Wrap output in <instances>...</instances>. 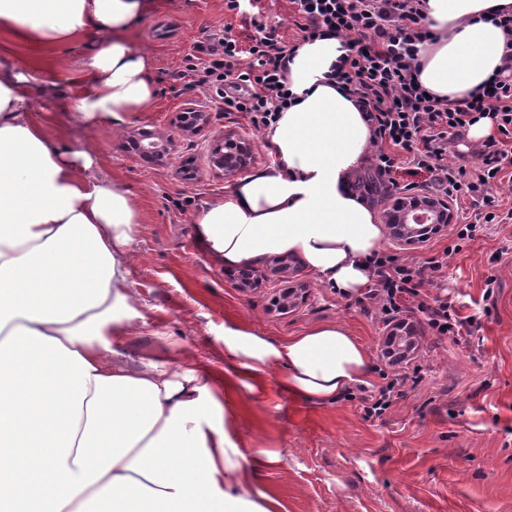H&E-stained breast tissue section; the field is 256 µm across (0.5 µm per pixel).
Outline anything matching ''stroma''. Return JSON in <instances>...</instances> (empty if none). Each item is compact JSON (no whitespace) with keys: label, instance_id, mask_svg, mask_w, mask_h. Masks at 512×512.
<instances>
[{"label":"stroma","instance_id":"35a3bbf8","mask_svg":"<svg viewBox=\"0 0 512 512\" xmlns=\"http://www.w3.org/2000/svg\"><path fill=\"white\" fill-rule=\"evenodd\" d=\"M227 25L239 38L248 37L241 18L225 16L224 0H151L129 40L152 57L157 96L121 126L101 122L88 129L72 119L65 85L31 100L39 121L62 131L64 143L90 147L102 173L121 182L139 205L131 272L149 328L122 340V352L133 360H168L220 374L228 365L226 324L276 341L314 325L344 324L373 361L364 390L335 402L300 401L278 370L262 385L238 386L231 409L240 446L280 456L279 463L258 465V490L277 499L282 512H512V257L491 260L501 247H512V223L479 231L461 247L448 230L415 249L386 239L385 251L420 261L452 249L441 286L458 297L461 314L474 316L480 326L456 343L415 324V349L400 366L382 356L389 330L370 301L319 285L299 258H289L288 271L276 274L262 261L258 269L268 279L241 292L231 269L199 241L193 223L196 212L234 182L211 167L209 146L215 136L231 132L252 141L251 170L273 158L246 117L224 114L220 101L186 88L178 77L185 57ZM85 56L82 43L74 41L27 50L7 62L47 79L63 67L79 79ZM189 101L211 114L210 125L193 137L173 126ZM138 128L173 137L163 162L125 151L127 136ZM190 157L197 174L185 180L179 169ZM489 279L494 294L488 299ZM286 288L305 289L306 297L283 312L273 301ZM388 376L400 380L391 408L365 418L366 391L383 386Z\"/></svg>","mask_w":512,"mask_h":512}]
</instances>
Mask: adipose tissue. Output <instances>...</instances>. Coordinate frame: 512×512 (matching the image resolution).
Segmentation results:
<instances>
[{"label": "adipose tissue", "instance_id": "obj_1", "mask_svg": "<svg viewBox=\"0 0 512 512\" xmlns=\"http://www.w3.org/2000/svg\"><path fill=\"white\" fill-rule=\"evenodd\" d=\"M145 0H0L20 48L84 39L87 87L68 98L85 127L122 122L156 90L128 39ZM512 0H425L435 37L418 56L430 92L463 100L500 70L504 34L489 14ZM340 38L300 45L284 65L298 102L261 139L273 161L194 217L228 267L299 257L346 298L371 283L386 226L355 187L372 132L355 97L327 76ZM32 71L0 65V512H279L255 492L217 391L283 371L288 390L337 400L371 372L338 323L278 343L231 323L230 375L124 360L117 342L146 327L131 277L138 205L102 177L89 147L50 137L29 112Z\"/></svg>", "mask_w": 512, "mask_h": 512}]
</instances>
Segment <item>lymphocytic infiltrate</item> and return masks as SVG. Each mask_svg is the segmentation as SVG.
<instances>
[{
	"label": "lymphocytic infiltrate",
	"instance_id": "1",
	"mask_svg": "<svg viewBox=\"0 0 512 512\" xmlns=\"http://www.w3.org/2000/svg\"><path fill=\"white\" fill-rule=\"evenodd\" d=\"M241 2L224 0V12L247 15L253 30L248 44H240L230 30L216 31L206 57L190 58L180 75L222 101L225 111L248 115L255 129L264 130L295 98L283 65L295 46L275 37L261 0L246 8ZM291 2L303 39L332 35L345 42V54L330 77L357 99L372 128V187L395 194L424 190L455 201L469 198V209L459 213L452 227L462 244L473 241L485 225L511 223L512 209L502 210L494 190L512 176V14L494 17L508 49L505 68L465 100L454 101L427 94L416 77L420 48L431 38L420 0ZM483 119L491 122L489 136L468 141L470 127ZM376 264L368 297L385 325L402 322L414 309L441 338H458L473 327L474 317L461 316L453 294L428 301L421 297L423 269L442 273L447 253L418 264L383 252Z\"/></svg>",
	"mask_w": 512,
	"mask_h": 512
}]
</instances>
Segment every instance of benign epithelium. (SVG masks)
I'll return each instance as SVG.
<instances>
[{
	"instance_id": "1",
	"label": "benign epithelium",
	"mask_w": 512,
	"mask_h": 512,
	"mask_svg": "<svg viewBox=\"0 0 512 512\" xmlns=\"http://www.w3.org/2000/svg\"><path fill=\"white\" fill-rule=\"evenodd\" d=\"M210 120L211 113L194 102L186 103L175 116L176 128L185 137L200 133ZM171 143L170 138L155 137L140 131L128 138L127 149L143 158H159L169 151ZM252 154L251 141L226 134L212 141L209 160L214 168L225 175L235 176L248 168ZM453 222L454 211L447 202L424 200L420 196L399 197L388 212L391 235L403 244L422 242L437 229Z\"/></svg>"
}]
</instances>
